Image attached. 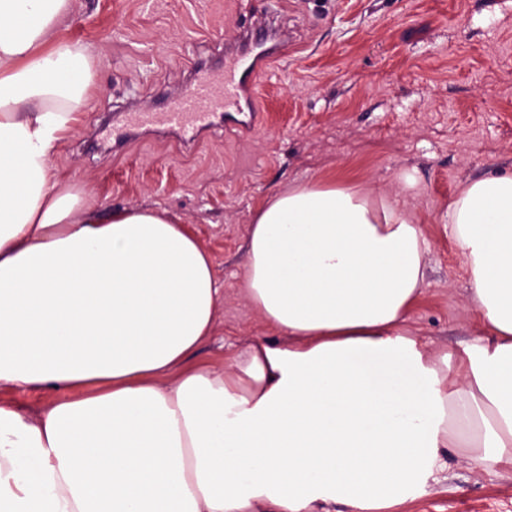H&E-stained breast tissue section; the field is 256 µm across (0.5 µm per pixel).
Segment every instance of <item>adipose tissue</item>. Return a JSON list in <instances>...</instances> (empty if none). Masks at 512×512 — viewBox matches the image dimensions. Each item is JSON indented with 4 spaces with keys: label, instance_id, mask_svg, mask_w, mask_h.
Here are the masks:
<instances>
[{
    "label": "adipose tissue",
    "instance_id": "obj_1",
    "mask_svg": "<svg viewBox=\"0 0 512 512\" xmlns=\"http://www.w3.org/2000/svg\"><path fill=\"white\" fill-rule=\"evenodd\" d=\"M72 0H0V512H392L448 467L512 464V172L448 213L482 331L449 364L403 324L429 245L398 200L335 182L270 196L245 294L278 337L224 370L195 356L219 290L205 247L154 207L91 209L51 163L95 60ZM62 394L45 388L0 387V403L9 402L27 416H35Z\"/></svg>",
    "mask_w": 512,
    "mask_h": 512
}]
</instances>
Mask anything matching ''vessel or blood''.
I'll list each match as a JSON object with an SVG mask.
<instances>
[{
	"mask_svg": "<svg viewBox=\"0 0 512 512\" xmlns=\"http://www.w3.org/2000/svg\"><path fill=\"white\" fill-rule=\"evenodd\" d=\"M277 58L266 37L255 34L251 41L225 55L223 68L198 66L193 78L170 98L163 111L132 106L123 126L113 129L112 137L120 140L133 130L160 127L175 133L182 142L197 143L217 116L241 111L243 105L259 100L268 67Z\"/></svg>",
	"mask_w": 512,
	"mask_h": 512,
	"instance_id": "b4317fda",
	"label": "vessel or blood"
}]
</instances>
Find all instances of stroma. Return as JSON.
<instances>
[{"label": "stroma", "instance_id": "35a3bbf8", "mask_svg": "<svg viewBox=\"0 0 512 512\" xmlns=\"http://www.w3.org/2000/svg\"><path fill=\"white\" fill-rule=\"evenodd\" d=\"M261 20L279 29L282 61L255 132L242 131L243 112L194 147L142 135L118 152L89 150L111 137L108 116L159 104ZM59 36L99 66L57 144V171L99 207L166 210L211 255L220 299L196 362L220 370L233 351L273 338L240 291L248 228L268 197L305 180L399 195L430 245L408 329L456 355L479 335L445 216L467 181L512 172V0H72ZM466 455L455 449L437 481L393 512H512V464L481 470Z\"/></svg>", "mask_w": 512, "mask_h": 512}]
</instances>
